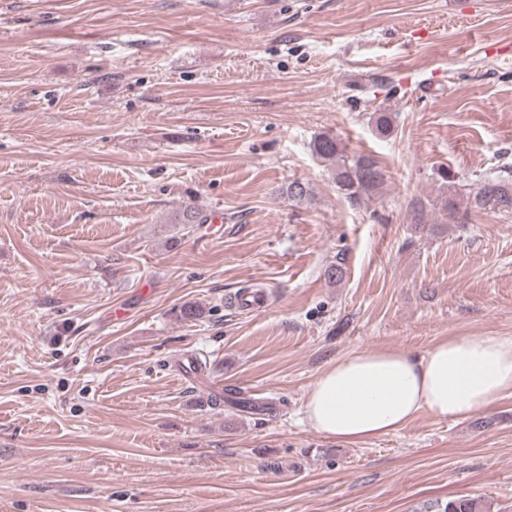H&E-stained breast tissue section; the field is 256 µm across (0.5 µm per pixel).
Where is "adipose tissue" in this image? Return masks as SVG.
<instances>
[{
    "mask_svg": "<svg viewBox=\"0 0 512 512\" xmlns=\"http://www.w3.org/2000/svg\"><path fill=\"white\" fill-rule=\"evenodd\" d=\"M512 395V336H451L419 356L363 351L323 370L303 415L325 437L345 444L399 431L417 415L482 414Z\"/></svg>",
    "mask_w": 512,
    "mask_h": 512,
    "instance_id": "ef3b65f1",
    "label": "adipose tissue"
}]
</instances>
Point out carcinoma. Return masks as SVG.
Instances as JSON below:
<instances>
[{
    "mask_svg": "<svg viewBox=\"0 0 512 512\" xmlns=\"http://www.w3.org/2000/svg\"><path fill=\"white\" fill-rule=\"evenodd\" d=\"M313 152L321 161L334 166L336 189L350 204L359 206L382 189L387 177L377 162L364 154L349 153L341 141L330 135H319L313 140ZM311 189L304 182L294 180L288 183V199L300 202L310 196ZM467 204L471 208L499 212L512 211V178L498 175L487 178L470 191ZM206 222L203 209L193 203L185 204L175 217V223L187 229ZM235 405L254 409L253 401L241 396V392L229 390L227 395L214 398L212 403ZM422 512H489L484 501L466 496L436 501Z\"/></svg>",
    "mask_w": 512,
    "mask_h": 512,
    "instance_id": "obj_1",
    "label": "carcinoma"
}]
</instances>
